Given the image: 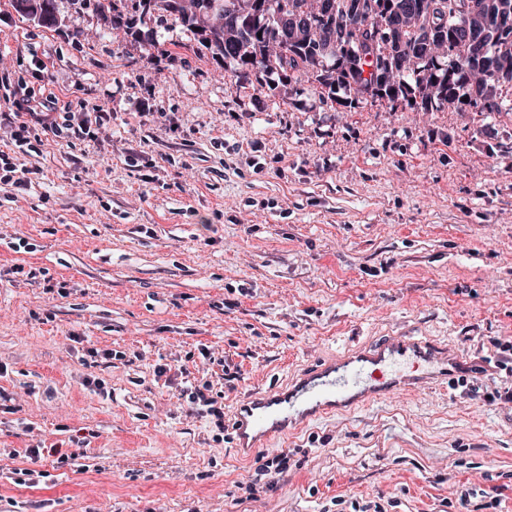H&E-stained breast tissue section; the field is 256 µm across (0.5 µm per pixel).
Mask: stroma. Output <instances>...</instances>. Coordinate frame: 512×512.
Listing matches in <instances>:
<instances>
[{"mask_svg": "<svg viewBox=\"0 0 512 512\" xmlns=\"http://www.w3.org/2000/svg\"><path fill=\"white\" fill-rule=\"evenodd\" d=\"M54 7L0 0V96L42 58L112 138H44L31 189L0 187V512H512V112L285 84L142 0ZM384 336L447 347L467 383L278 440L290 468L253 498L255 460L177 400L206 380L228 407ZM16 10L37 19L44 24H52L53 0H15Z\"/></svg>", "mask_w": 512, "mask_h": 512, "instance_id": "35a3bbf8", "label": "stroma"}]
</instances>
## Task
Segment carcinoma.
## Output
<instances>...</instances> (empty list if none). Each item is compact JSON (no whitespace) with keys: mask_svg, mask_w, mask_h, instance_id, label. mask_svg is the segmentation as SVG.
Wrapping results in <instances>:
<instances>
[{"mask_svg":"<svg viewBox=\"0 0 512 512\" xmlns=\"http://www.w3.org/2000/svg\"><path fill=\"white\" fill-rule=\"evenodd\" d=\"M320 0H162L163 9L198 28L206 34V42L214 53L232 60L242 68L259 73L278 72L282 79L307 78L315 89L333 90L344 85L355 94H364L362 57L353 41H345L340 33H326L324 26L315 23L301 33L283 35V54L267 51L266 37L277 25L279 14L307 5L314 7ZM384 10L372 16L373 22L404 27L403 46L409 65L393 80L378 87L373 97L393 101L402 98L431 112L459 108L470 86L472 70L465 57L466 41L480 38L488 51L500 62L512 65V39L498 33L497 19L512 14V0H478L483 4L481 16L459 20L447 16L443 26L448 33L447 52L436 56L418 44L416 28L435 18L422 9L425 0H382ZM53 0H15L16 10L37 21L50 24L53 20ZM238 14L239 23L226 29L218 20L224 14ZM505 96L498 93L486 101L471 106L481 112L501 113Z\"/></svg>","mask_w":512,"mask_h":512,"instance_id":"carcinoma-1","label":"carcinoma"}]
</instances>
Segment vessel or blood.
Segmentation results:
<instances>
[{"label": "vessel or blood", "instance_id": "b4317fda", "mask_svg": "<svg viewBox=\"0 0 512 512\" xmlns=\"http://www.w3.org/2000/svg\"><path fill=\"white\" fill-rule=\"evenodd\" d=\"M457 369L447 347L408 336H385L368 346L317 359L286 384L248 393L233 405L229 426L235 450L250 458L273 439L338 411L375 399L408 397Z\"/></svg>", "mask_w": 512, "mask_h": 512}]
</instances>
